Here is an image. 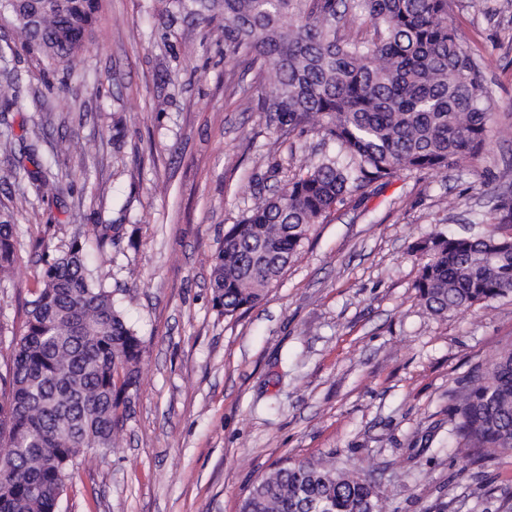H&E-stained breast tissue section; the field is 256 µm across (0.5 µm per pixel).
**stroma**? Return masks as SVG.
<instances>
[{
  "instance_id": "1",
  "label": "stroma",
  "mask_w": 512,
  "mask_h": 512,
  "mask_svg": "<svg viewBox=\"0 0 512 512\" xmlns=\"http://www.w3.org/2000/svg\"><path fill=\"white\" fill-rule=\"evenodd\" d=\"M451 20L492 91L487 150L445 171H398L353 192L316 225L285 277L227 316L210 278L224 232L257 202L254 174L291 179L336 152L312 127L278 130L267 81L169 0H101L93 38L52 65L0 18V131L58 158V197L40 201L0 152L21 260L0 275V323L20 324L42 262L31 244L89 240L143 347L141 386L112 448H94L58 512H238L251 483L286 459L334 457L379 485L388 512H503L512 449L482 465L448 445V409L471 369L512 345V298L437 316L419 300L412 243L486 232L512 189V0H454ZM69 90H59L61 78Z\"/></svg>"
}]
</instances>
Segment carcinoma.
<instances>
[{
  "label": "carcinoma",
  "mask_w": 512,
  "mask_h": 512,
  "mask_svg": "<svg viewBox=\"0 0 512 512\" xmlns=\"http://www.w3.org/2000/svg\"><path fill=\"white\" fill-rule=\"evenodd\" d=\"M201 21L224 15V49L267 67L263 111L293 131L313 126L338 152L302 162L301 173L249 209L224 233L211 287L232 316L257 305L301 255L314 227L344 197L398 170L448 169L484 151L490 93L449 21L452 0H171ZM100 0H0L17 37L62 63L92 40ZM363 12L367 39L339 35ZM35 154L0 131V150ZM29 176L38 199L54 195L49 165ZM496 229L478 236L436 233L415 242L423 259L415 288L434 314L512 297V196L496 197ZM15 211L0 199V273L19 259ZM99 250L112 225H93ZM42 250L41 285L6 373L0 374V512H53L78 469L77 447L108 448L140 385L141 339L125 320L78 238ZM448 445L473 463L512 449V347L476 365L449 408ZM239 512H386L377 485L331 459L278 464L255 481Z\"/></svg>",
  "instance_id": "cac0c4a2"
}]
</instances>
